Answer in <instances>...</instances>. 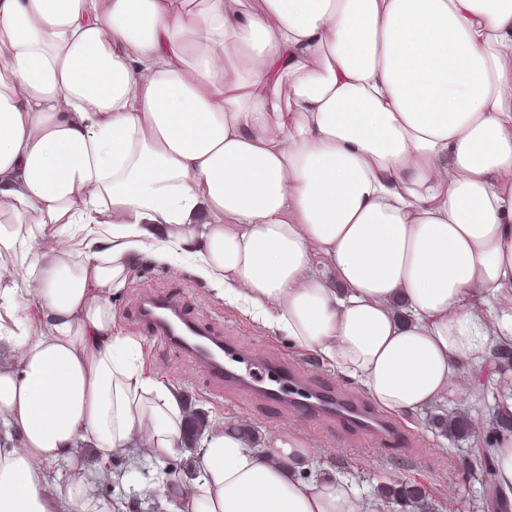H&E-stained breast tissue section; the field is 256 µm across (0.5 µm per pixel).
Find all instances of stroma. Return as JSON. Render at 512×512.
<instances>
[{"label": "stroma", "instance_id": "stroma-1", "mask_svg": "<svg viewBox=\"0 0 512 512\" xmlns=\"http://www.w3.org/2000/svg\"><path fill=\"white\" fill-rule=\"evenodd\" d=\"M160 292L180 297L192 319L221 335L234 337L245 349L287 359L300 365L309 377L346 385L357 394H364L365 389L316 354L293 345L285 334L226 305L196 276L186 260L176 257L159 262L145 253L136 258L126 288L114 301L119 313L117 325L124 333L142 339L147 366L176 385L188 407L212 421L226 416L243 419L261 437L291 429L300 431L318 447L320 468L346 476L372 501L378 499V484L388 479L421 485L434 501V512H512L511 504L498 500L480 462L492 414L484 400L457 393L414 415L399 418L402 429L419 442L415 452L376 443L327 421L276 414L263 405L244 401L234 391L215 389L180 348L150 334L137 316V306L143 295ZM462 409L467 410L473 424L465 440H451L431 427V415H449Z\"/></svg>", "mask_w": 512, "mask_h": 512}]
</instances>
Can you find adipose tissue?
I'll use <instances>...</instances> for the list:
<instances>
[{
    "label": "adipose tissue",
    "mask_w": 512,
    "mask_h": 512,
    "mask_svg": "<svg viewBox=\"0 0 512 512\" xmlns=\"http://www.w3.org/2000/svg\"><path fill=\"white\" fill-rule=\"evenodd\" d=\"M145 252L387 412L470 391L512 347V0H0V512H367L238 418L169 497L187 409L112 331Z\"/></svg>",
    "instance_id": "obj_1"
}]
</instances>
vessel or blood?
<instances>
[{"label": "vessel or blood", "instance_id": "vessel-or-blood-1", "mask_svg": "<svg viewBox=\"0 0 512 512\" xmlns=\"http://www.w3.org/2000/svg\"><path fill=\"white\" fill-rule=\"evenodd\" d=\"M140 319L153 336L181 348L217 383L290 414L338 421L390 445L414 443L412 435L402 432L395 421L363 398L340 388L318 387L287 360L271 359L261 351L244 354L234 341L211 335L183 314L175 298H147Z\"/></svg>", "mask_w": 512, "mask_h": 512}]
</instances>
